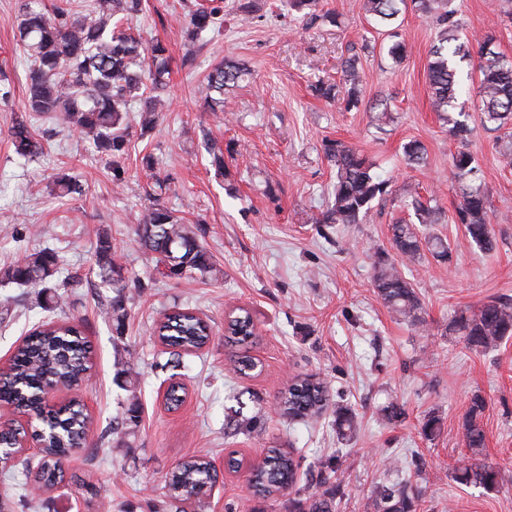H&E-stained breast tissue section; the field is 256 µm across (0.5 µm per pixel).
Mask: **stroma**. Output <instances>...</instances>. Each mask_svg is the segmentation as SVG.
Here are the masks:
<instances>
[{
    "instance_id": "1",
    "label": "stroma",
    "mask_w": 512,
    "mask_h": 512,
    "mask_svg": "<svg viewBox=\"0 0 512 512\" xmlns=\"http://www.w3.org/2000/svg\"><path fill=\"white\" fill-rule=\"evenodd\" d=\"M241 0H224L221 25L193 45L181 36L185 12L198 0H143L131 25L144 42L161 41L171 58L166 105L155 127L132 119L122 163L126 180L112 183L110 159L62 116L36 121L43 151L19 159L9 137L27 96L26 62L16 33L20 0H0V269L43 248L57 251L54 278L59 307L45 310L37 291L0 282V362H7L27 333L48 322L80 325L93 351L89 381L79 392L91 417L84 447L63 459L65 484L27 501V471L36 452L0 474V512H169L165 478L180 462L204 456L219 465V479L187 512H289L285 496L263 499L246 487L245 467L267 448L295 449L302 457L297 484L320 490L322 463L333 462L344 487L339 512H368V496L384 476L383 458L398 457L413 473L417 512H512V340L476 353L448 333L457 312L494 298H512V165L503 152L512 139L481 125L468 99L467 144L450 138L430 107L427 60L435 41L433 14L402 4L396 26L404 43L377 30L364 0H318L317 12L335 22L313 21L288 0H256L242 19ZM462 38L494 35L497 51L512 57V0H448ZM362 76L356 107L344 111L315 91L318 82L340 83L347 57ZM232 60L247 73L227 91L230 113L205 109L198 89L219 62ZM339 139L358 148L389 182L385 200L361 223H319L335 171L323 142ZM416 140L425 160L416 168L402 147ZM468 148L479 183L489 194L497 245L481 253L457 218L458 187L452 156ZM224 156L223 170L212 163ZM157 162L147 171L145 156ZM69 174L80 193L58 196L56 174ZM169 188L161 204L189 225L211 256L206 277L159 273L157 256L137 234L138 219L153 200L155 178ZM433 195L440 208L434 233L446 238L451 260L425 257L406 268L424 304L425 328L397 320L371 282L373 250H390V226L410 220L411 195ZM112 237L116 261L128 282V318L116 334L103 315L112 291L100 287L95 248ZM193 310L212 327L206 348L167 366L154 334L172 307ZM250 309L259 337L250 348L257 367L233 373L238 346L225 343L232 310ZM316 374L342 394L358 416L351 441L338 439L332 417L287 423L275 407L292 378ZM185 387L179 412L167 410L162 389ZM137 394L141 422L134 433H111ZM487 401L483 459L497 467L491 491L457 483L452 467L466 452L462 421L472 394ZM404 409L388 420L385 409ZM264 412L246 434L230 430L234 414ZM438 416L439 433L425 439L421 423ZM244 466L232 472L227 455Z\"/></svg>"
}]
</instances>
